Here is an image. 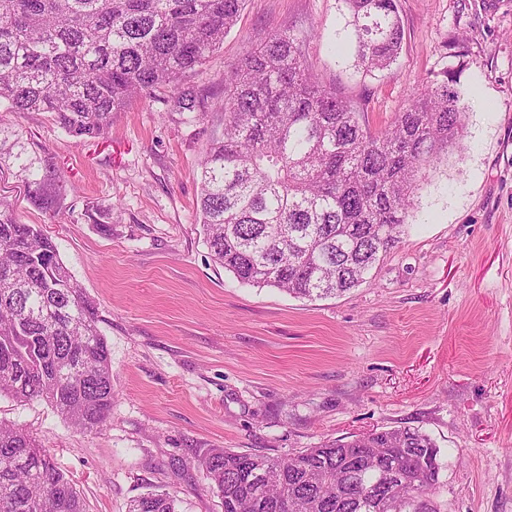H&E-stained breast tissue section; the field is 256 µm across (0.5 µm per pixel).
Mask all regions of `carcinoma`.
Listing matches in <instances>:
<instances>
[{"instance_id":"cac0c4a2","label":"carcinoma","mask_w":512,"mask_h":512,"mask_svg":"<svg viewBox=\"0 0 512 512\" xmlns=\"http://www.w3.org/2000/svg\"><path fill=\"white\" fill-rule=\"evenodd\" d=\"M245 0H0V104L49 112L97 138L132 98L165 88L193 111L180 76L203 64ZM347 43L368 72L401 49L397 0H341ZM224 135L200 162L199 218L212 261L241 283L314 300L361 285L400 242L420 182L463 146L467 105L447 82L416 90L372 132L324 86L291 30L224 73ZM99 309L39 226L0 200V396L42 400L80 430L112 411ZM439 448L415 428L323 441L293 457L213 449L201 461L224 512H438ZM0 512H84L51 456L0 423ZM129 512H176L147 493Z\"/></svg>"}]
</instances>
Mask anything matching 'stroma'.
<instances>
[{
	"label": "stroma",
	"instance_id": "35a3bbf8",
	"mask_svg": "<svg viewBox=\"0 0 512 512\" xmlns=\"http://www.w3.org/2000/svg\"><path fill=\"white\" fill-rule=\"evenodd\" d=\"M398 8L399 57L371 75L331 51L341 0H245L182 80L202 111L160 90L81 140L0 106V199L55 240L97 304L114 390L92 430L37 400L1 397L0 420L39 440L86 512H128L152 491L177 512H222L199 466L211 449L280 458L400 427L440 450L439 512H512V0ZM282 29L370 129L428 81L453 77L468 104L465 146L421 182L398 246L366 283L316 301L239 284L210 259L196 210L200 159L224 134V71ZM25 164L59 179L51 205Z\"/></svg>",
	"mask_w": 512,
	"mask_h": 512
}]
</instances>
